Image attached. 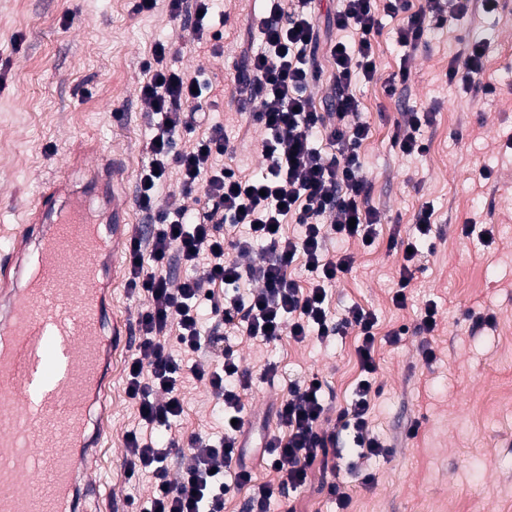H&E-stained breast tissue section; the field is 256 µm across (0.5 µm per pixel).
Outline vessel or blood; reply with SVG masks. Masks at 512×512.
<instances>
[{
  "instance_id": "obj_1",
  "label": "vessel or blood",
  "mask_w": 512,
  "mask_h": 512,
  "mask_svg": "<svg viewBox=\"0 0 512 512\" xmlns=\"http://www.w3.org/2000/svg\"><path fill=\"white\" fill-rule=\"evenodd\" d=\"M121 170L113 155L92 179L53 180L0 246V512H92L100 496L78 464L105 433L89 425L108 393L102 357L130 344L103 288L134 232L111 189Z\"/></svg>"
}]
</instances>
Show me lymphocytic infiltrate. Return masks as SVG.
<instances>
[{"label": "lymphocytic infiltrate", "mask_w": 512, "mask_h": 512, "mask_svg": "<svg viewBox=\"0 0 512 512\" xmlns=\"http://www.w3.org/2000/svg\"><path fill=\"white\" fill-rule=\"evenodd\" d=\"M477 3L487 13L498 8V0H426L416 11L409 0H339L324 36L315 23V0H266L265 14L252 22L260 45L248 53L237 76L251 99L259 101L256 118L264 129V165L250 177L216 165V158L231 152L223 126L194 134L209 80L200 71L165 66L168 47L156 45L152 63L145 66L149 78L139 88L153 135L137 190L138 206L154 230L148 238H132L128 248L127 287L145 305L127 373L126 393L137 406L138 425L123 435L124 475L153 479L139 512H224L225 498L243 487L252 490L250 512H268L272 499L286 489L303 488L313 473L327 472L330 449L341 432L349 435L360 458L388 454V446L369 429L377 371L375 317L353 306L334 324L326 302L329 288L353 264L350 254H330L328 241L366 243L375 239L381 222L379 209L369 202L359 152L370 125L351 87L372 81L377 73L379 13H406L397 42L414 48L428 32L468 14ZM335 29L355 30L358 39L342 42L332 37ZM322 57L333 67L337 90L330 114L320 111L310 91L321 76ZM485 57L484 41H468L465 52L448 64L449 81L467 92L493 93V86L482 81ZM432 122V110H405L394 123V146L407 155L423 154L422 129ZM184 135L190 138L185 146L179 143ZM319 135L326 138L329 153L314 147ZM173 165L179 169L181 193L201 194L200 210H156V191ZM432 215L429 207H421L408 234L396 231L390 237L391 248L403 252L396 306L406 304L410 264L431 234ZM290 217L302 226L300 237L284 234ZM260 246L267 253L257 261L253 253ZM173 255L191 270L176 284L163 272ZM299 256L307 272L304 288L288 273ZM200 266L204 274L194 275ZM342 328L356 330L366 374L351 402L333 414L313 379L293 383L287 394L273 399L278 430L265 438L255 463L247 464L244 399L254 375L233 337L272 343L285 336L298 342L313 336L323 342ZM189 377L205 382L222 404L226 423L220 437L197 434L184 443L174 434ZM327 419L332 429H323ZM174 454L180 459L175 479L168 465ZM260 468L273 473V480L256 483Z\"/></svg>", "instance_id": "obj_1"}]
</instances>
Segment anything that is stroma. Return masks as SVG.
<instances>
[{
  "instance_id": "obj_1",
  "label": "stroma",
  "mask_w": 512,
  "mask_h": 512,
  "mask_svg": "<svg viewBox=\"0 0 512 512\" xmlns=\"http://www.w3.org/2000/svg\"><path fill=\"white\" fill-rule=\"evenodd\" d=\"M223 20H209L223 34L224 52L190 40L174 24L165 4L149 13H134L132 0H0V244L22 223L42 179L65 173L70 157L121 155L131 197L130 221L146 224L134 204L137 175L147 162L149 118L139 97L145 78L142 65L154 46L168 44V66L204 70L212 84L198 116V132L223 126L235 146L221 164L249 176L263 163V131L252 112L238 109L235 74L259 35L254 16L264 0H223ZM405 14L380 15L375 42L378 73L352 91L370 124L360 147L369 179V202L382 222L372 246L332 241L330 253L354 256L351 273L329 291L333 320L352 306L377 319V381L370 430L390 448L388 455L361 460L363 472L375 478L367 487L348 477L351 505L373 503L374 512H501L512 493V404L493 403L498 387L512 380V342L502 339L512 325V0H500L492 14L474 9L464 18L432 30L416 50L398 45L396 30ZM21 47H14L15 36ZM487 44L483 80L493 94H465L448 83L445 71L468 40ZM408 62L404 92L388 95L385 81ZM430 108L434 121L424 127L428 150L406 155L394 147L393 123L408 108ZM492 175L483 179L481 168ZM433 209L432 240L424 244L411 270L413 288L405 307L392 297L401 263L390 250L394 227H408L421 206ZM491 225L494 242L477 245L462 235L467 219ZM438 304V329L427 337L416 333V315L427 300ZM491 314L495 322L476 326ZM408 332L396 344L388 336L400 327ZM356 330L346 329L331 342L302 343L289 338L265 345L243 340L245 365L261 374L274 365L273 381L261 383L245 399L252 422L275 419L266 412L273 394L291 381L318 375L333 408L346 406L362 374L356 354ZM436 358L425 361L424 346ZM127 355L104 364L111 377L106 402L94 403L93 418L109 429L98 449L95 469L105 477L96 512H122L126 497L147 493L149 476L125 479L123 435L137 418L126 394ZM417 436H409L411 425ZM222 429V418L198 381L184 388V412L178 433Z\"/></svg>"
}]
</instances>
